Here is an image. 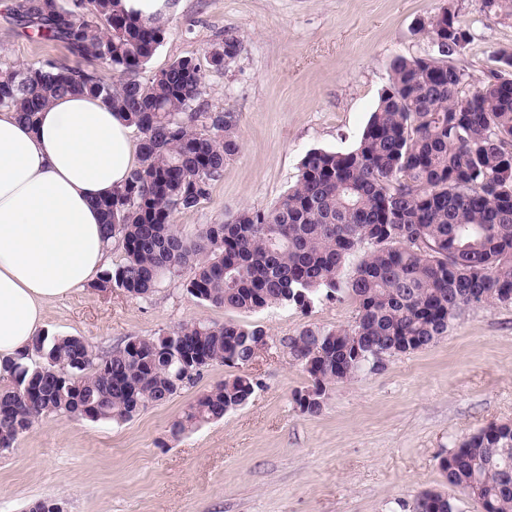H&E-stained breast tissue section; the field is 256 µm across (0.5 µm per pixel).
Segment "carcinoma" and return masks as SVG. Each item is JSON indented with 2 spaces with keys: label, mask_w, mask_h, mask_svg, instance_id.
<instances>
[{
  "label": "carcinoma",
  "mask_w": 512,
  "mask_h": 512,
  "mask_svg": "<svg viewBox=\"0 0 512 512\" xmlns=\"http://www.w3.org/2000/svg\"><path fill=\"white\" fill-rule=\"evenodd\" d=\"M118 2L13 0L10 24L94 67L0 63V111L31 121L54 98L81 93L110 103L138 129L140 167L98 202L106 238L121 242L124 261L95 287L147 298L190 269L187 292L218 308L256 313L351 301L352 324L306 326L289 341L310 379L294 401L310 416L322 412L332 386L375 371L381 358L430 346L463 309L512 304V74L491 72L468 88L449 58L471 35L450 8L427 29L438 57L393 62L352 149L308 151L275 206L243 208L187 237L174 216L207 199L239 153V117L204 108L194 57L137 79L167 29ZM482 11L512 18V0H482ZM240 50L227 32L205 60L219 72ZM355 252L361 259L346 278ZM266 345L261 327L234 321L190 322L102 353L82 337L39 336L0 377V452L44 415L125 422L166 403L213 364H251ZM260 386L247 374L212 386L172 422L171 435L224 418ZM439 467L482 512H512L511 423L490 422L463 437ZM414 512L460 510L456 499L426 491Z\"/></svg>",
  "instance_id": "carcinoma-1"
}]
</instances>
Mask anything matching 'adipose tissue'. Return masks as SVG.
I'll use <instances>...</instances> for the list:
<instances>
[{"label": "adipose tissue", "mask_w": 512, "mask_h": 512, "mask_svg": "<svg viewBox=\"0 0 512 512\" xmlns=\"http://www.w3.org/2000/svg\"><path fill=\"white\" fill-rule=\"evenodd\" d=\"M138 164L130 125L99 98L59 96L31 123L0 111V367L31 348L49 302L107 266L97 203Z\"/></svg>", "instance_id": "ef3b65f1"}]
</instances>
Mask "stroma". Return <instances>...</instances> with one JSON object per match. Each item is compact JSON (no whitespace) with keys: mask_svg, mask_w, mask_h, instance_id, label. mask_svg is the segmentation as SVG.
Instances as JSON below:
<instances>
[{"mask_svg":"<svg viewBox=\"0 0 512 512\" xmlns=\"http://www.w3.org/2000/svg\"><path fill=\"white\" fill-rule=\"evenodd\" d=\"M446 7L472 35L452 62L478 83L495 67L494 51L512 49V20L486 17L481 0H178L145 71L204 58L225 32L238 36L237 59L205 70L202 100L238 115L241 149L209 198L176 213V224L192 234L245 207L269 209L309 150L353 148L394 60L436 55L422 25ZM0 60L74 62L62 45L1 18ZM354 318L347 301L224 310L179 280L146 299L87 286L54 301L46 334L103 351L193 321L260 326L269 347L244 371L261 386L240 409L177 438L172 421L242 370L212 365L165 404L118 424L44 416L0 454V512H27L37 499L64 512H402L427 490L455 495L440 457L488 423L512 422V304L464 309L429 347L333 386L319 415L303 414L293 396L308 376L290 338Z\"/></svg>","mask_w":512,"mask_h":512,"instance_id":"obj_1","label":"stroma"}]
</instances>
